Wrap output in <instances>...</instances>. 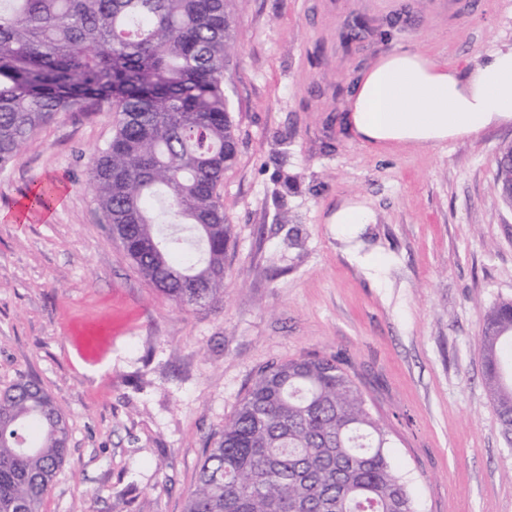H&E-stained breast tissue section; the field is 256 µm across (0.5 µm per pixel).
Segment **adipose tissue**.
<instances>
[{
  "instance_id": "ef3b65f1",
  "label": "adipose tissue",
  "mask_w": 512,
  "mask_h": 512,
  "mask_svg": "<svg viewBox=\"0 0 512 512\" xmlns=\"http://www.w3.org/2000/svg\"><path fill=\"white\" fill-rule=\"evenodd\" d=\"M344 122L354 139L385 150L435 147L512 122V47L487 55L467 75L403 49L361 77Z\"/></svg>"
}]
</instances>
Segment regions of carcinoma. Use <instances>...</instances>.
Wrapping results in <instances>:
<instances>
[{
	"label": "carcinoma",
	"mask_w": 512,
	"mask_h": 512,
	"mask_svg": "<svg viewBox=\"0 0 512 512\" xmlns=\"http://www.w3.org/2000/svg\"><path fill=\"white\" fill-rule=\"evenodd\" d=\"M234 0H0V170L61 114H117L91 162L106 223L181 305L224 296L219 202ZM485 384L512 444V299L487 309ZM389 427L333 354L263 367L207 449L185 512H414ZM66 421L32 380L0 392V512H39Z\"/></svg>",
	"instance_id": "obj_1"
}]
</instances>
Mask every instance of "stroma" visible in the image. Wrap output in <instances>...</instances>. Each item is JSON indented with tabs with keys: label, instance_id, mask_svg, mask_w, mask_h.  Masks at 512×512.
<instances>
[{
	"label": "stroma",
	"instance_id": "1",
	"mask_svg": "<svg viewBox=\"0 0 512 512\" xmlns=\"http://www.w3.org/2000/svg\"><path fill=\"white\" fill-rule=\"evenodd\" d=\"M234 15L221 302L176 304L113 239L90 162L114 114L60 115L0 171V391L36 381L69 429L41 512H184L258 371L324 353L388 425L416 512H512V447L478 345L485 310L512 298V210L494 163L512 123L383 151L341 120L357 74L382 57L410 48L468 71L512 47V12L491 0H234ZM47 184L53 202L25 210ZM355 196L375 221L339 234L328 218Z\"/></svg>",
	"mask_w": 512,
	"mask_h": 512
}]
</instances>
